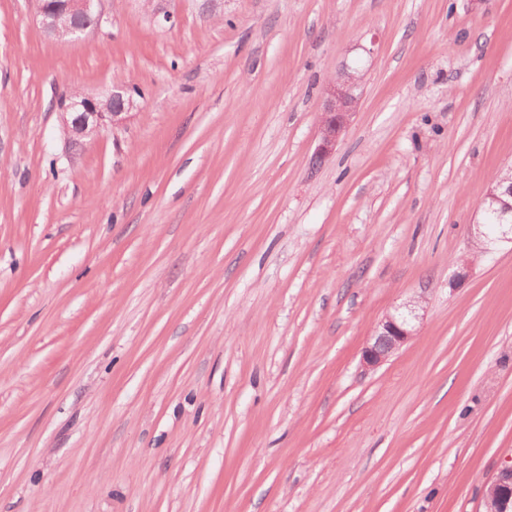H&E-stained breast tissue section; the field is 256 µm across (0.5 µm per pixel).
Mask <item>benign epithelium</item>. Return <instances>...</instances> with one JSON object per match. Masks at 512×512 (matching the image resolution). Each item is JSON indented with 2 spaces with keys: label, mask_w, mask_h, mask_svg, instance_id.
<instances>
[{
  "label": "benign epithelium",
  "mask_w": 512,
  "mask_h": 512,
  "mask_svg": "<svg viewBox=\"0 0 512 512\" xmlns=\"http://www.w3.org/2000/svg\"><path fill=\"white\" fill-rule=\"evenodd\" d=\"M97 0H40L38 17L44 31L60 41L80 38L89 28L86 19L95 13ZM360 78L346 70L325 91L321 113L319 144L313 160L320 163L336 150V144L350 124L360 100ZM136 106L130 91L114 88L104 95H91L76 90L70 93L59 109L60 128L65 142L73 147L94 139L102 129L121 125ZM500 195L511 198L501 202L497 242L512 244V169L497 185ZM425 300L413 297L408 314L388 313L378 323L376 334L361 352L362 365L367 370L382 366L395 352L415 335L412 319L424 310ZM483 512H512V460L504 464L484 493Z\"/></svg>",
  "instance_id": "benign-epithelium-1"
}]
</instances>
